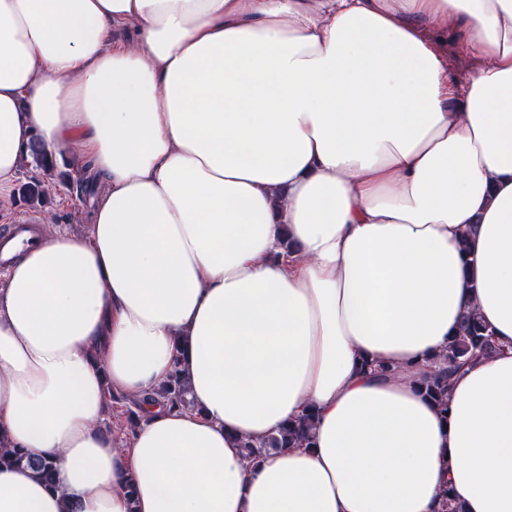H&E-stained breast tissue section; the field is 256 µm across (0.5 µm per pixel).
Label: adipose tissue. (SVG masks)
<instances>
[{"instance_id":"obj_1","label":"adipose tissue","mask_w":512,"mask_h":512,"mask_svg":"<svg viewBox=\"0 0 512 512\" xmlns=\"http://www.w3.org/2000/svg\"><path fill=\"white\" fill-rule=\"evenodd\" d=\"M35 139L105 191L0 288V435L56 466L0 512H512V0H0V211ZM176 367L194 410L114 447L105 387ZM422 33L438 50L448 69V78L452 84L461 86L480 67V59L458 49L450 32L448 37L431 29L423 30ZM498 346L490 328L473 314H466L458 336L448 345V353L443 354L422 390L435 403L444 415L448 412V384L451 377L471 359L478 356H492ZM312 414H305L297 420L289 421L278 435L257 444L251 440H245L242 444L248 459L259 458L266 449H286L295 446L308 448L312 437Z\"/></svg>"}]
</instances>
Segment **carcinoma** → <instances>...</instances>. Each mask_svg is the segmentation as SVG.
Wrapping results in <instances>:
<instances>
[{"label": "carcinoma", "mask_w": 512, "mask_h": 512, "mask_svg": "<svg viewBox=\"0 0 512 512\" xmlns=\"http://www.w3.org/2000/svg\"><path fill=\"white\" fill-rule=\"evenodd\" d=\"M29 157L51 181H59L62 185H71L64 173L58 171L55 162L48 160L39 144L31 146ZM47 189L38 182L24 185L21 194L29 203L44 202ZM498 346L490 328L483 324L473 314L464 316L458 336L448 345V353L442 355L429 379L423 384L422 390L438 404L442 415L448 413V384L451 377L464 367L471 359L478 356H492L497 353ZM106 409L112 410V404H125L124 436L134 433L143 419L139 404L129 401V398L112 392L107 388ZM149 399L160 402L172 409L191 410L193 402L188 398V388L179 368H174L169 380L160 389L150 394ZM313 415L305 414L296 420L288 422L278 435L257 444L246 440L242 444L249 459L259 458L266 449H286L295 446L308 448L311 444ZM0 465L28 466L35 469L41 479L52 485L55 482L56 471L54 463L48 460H37L30 457L22 448H7L0 441Z\"/></svg>", "instance_id": "1"}]
</instances>
